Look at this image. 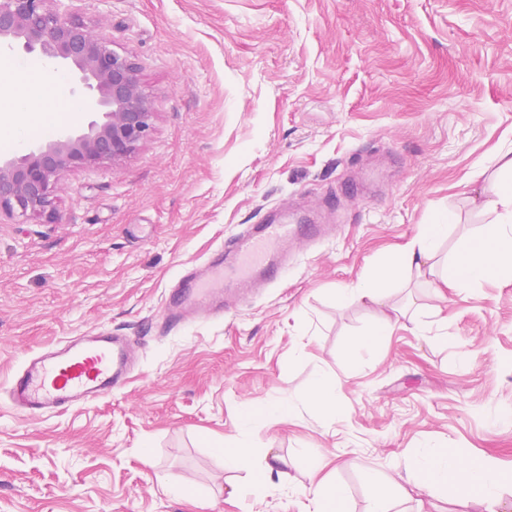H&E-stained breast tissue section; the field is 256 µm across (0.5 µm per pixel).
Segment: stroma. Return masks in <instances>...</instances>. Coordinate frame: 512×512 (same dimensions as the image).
I'll return each instance as SVG.
<instances>
[{
    "label": "stroma",
    "mask_w": 512,
    "mask_h": 512,
    "mask_svg": "<svg viewBox=\"0 0 512 512\" xmlns=\"http://www.w3.org/2000/svg\"><path fill=\"white\" fill-rule=\"evenodd\" d=\"M63 12L132 55L156 112L130 157L71 172L52 218L0 220V512H307L311 453L368 512L365 471L448 453L490 458L495 512H512V281L486 279L435 304L412 277L390 292L415 330L371 349L376 310L339 305L442 211L447 256L486 217L471 174L512 149V0H63ZM30 111H63L75 81L40 79L18 53ZM340 197L343 223L223 317L175 328L168 291L225 238L286 204ZM130 337L138 366L112 396L28 418L9 377L84 331ZM469 351L462 360L461 351ZM334 411L309 403L316 382ZM274 401L283 414L268 415ZM260 434L292 459L257 497L259 468L230 447ZM243 488L232 498L228 482ZM190 487L194 502L180 488ZM392 512H485L455 492Z\"/></svg>",
    "instance_id": "1"
}]
</instances>
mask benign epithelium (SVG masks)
<instances>
[{"label": "benign epithelium", "mask_w": 512, "mask_h": 512, "mask_svg": "<svg viewBox=\"0 0 512 512\" xmlns=\"http://www.w3.org/2000/svg\"><path fill=\"white\" fill-rule=\"evenodd\" d=\"M56 2L0 0V54L22 51L51 69L72 67L76 81L70 93L93 118L54 141L0 156V216L18 224L51 217L53 200L70 172L126 159L153 127V103L139 64L112 50L108 38L81 19L63 15Z\"/></svg>", "instance_id": "1"}]
</instances>
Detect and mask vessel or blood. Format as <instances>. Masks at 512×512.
Wrapping results in <instances>:
<instances>
[{
    "label": "vessel or blood",
    "instance_id": "vessel-or-blood-1",
    "mask_svg": "<svg viewBox=\"0 0 512 512\" xmlns=\"http://www.w3.org/2000/svg\"><path fill=\"white\" fill-rule=\"evenodd\" d=\"M308 216L309 223L302 224L287 211L270 215L225 240L216 258L208 260L206 272L186 271L178 288L169 292L167 323L177 326L191 317L222 315L228 306L226 289L272 285L288 266L289 243L324 239L326 227L319 224L318 211ZM129 360L128 337L107 330L70 337L28 359L11 377L9 396L27 417L84 406L126 385Z\"/></svg>",
    "mask_w": 512,
    "mask_h": 512
}]
</instances>
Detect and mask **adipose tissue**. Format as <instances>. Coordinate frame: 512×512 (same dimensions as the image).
<instances>
[{"instance_id": "1", "label": "adipose tissue", "mask_w": 512, "mask_h": 512, "mask_svg": "<svg viewBox=\"0 0 512 512\" xmlns=\"http://www.w3.org/2000/svg\"><path fill=\"white\" fill-rule=\"evenodd\" d=\"M9 67V59L0 60L1 145H16L31 131L52 129L64 120L77 119L78 109L74 106L65 112L29 111L27 102L12 90ZM489 166L494 171L495 185L490 195L472 200L475 208L488 214V222L449 259L445 273L437 271L438 250L450 224L456 221L450 212L438 214L432 223L421 225L417 235L388 264L357 285L340 289L341 301L377 307L381 315L378 328L360 337L358 346H372L376 337L390 335L409 320L408 309L389 300V290L400 282L402 273L431 278L433 297L439 303L446 301L450 288H471L487 277L512 279V152L494 155ZM500 481L501 474L490 460L436 454L407 467L401 479L387 478L383 495L373 501L370 512H390L388 498H402L413 490L435 496L451 489L465 500H485Z\"/></svg>"}]
</instances>
